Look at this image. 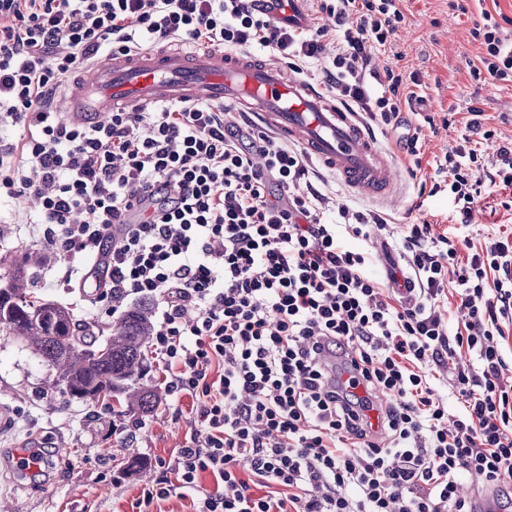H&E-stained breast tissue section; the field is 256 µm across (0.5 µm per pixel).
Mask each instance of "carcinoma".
<instances>
[{
	"instance_id": "obj_1",
	"label": "carcinoma",
	"mask_w": 512,
	"mask_h": 512,
	"mask_svg": "<svg viewBox=\"0 0 512 512\" xmlns=\"http://www.w3.org/2000/svg\"><path fill=\"white\" fill-rule=\"evenodd\" d=\"M41 261L38 254L26 250L12 270L8 293L0 297V335L29 342L54 369L56 384L70 401L122 395L129 408L152 411L155 392L136 385L154 329L151 308L138 304L128 309L103 340L88 336L67 306L31 296L28 270Z\"/></svg>"
}]
</instances>
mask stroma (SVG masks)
I'll return each instance as SVG.
<instances>
[{
    "label": "stroma",
    "instance_id": "obj_1",
    "mask_svg": "<svg viewBox=\"0 0 512 512\" xmlns=\"http://www.w3.org/2000/svg\"><path fill=\"white\" fill-rule=\"evenodd\" d=\"M452 0H404L405 20L390 45L375 55L378 66H391L402 74L418 73L416 94L425 96L426 112L435 120L450 116L451 124L426 134L420 157L423 165L411 173L408 159H401L404 182L402 202L389 208L396 224L430 223L432 235L450 228L452 204L447 195L428 196L420 181L431 174V161L454 147L471 106L483 110L490 126L502 137H512V83L480 86L469 74L479 66L484 50L471 35L480 8L499 7L512 17V0H485L476 6L468 0L465 10L452 8ZM455 115H448V108ZM33 196L0 198V276L20 258L25 248L40 249L44 243L37 226ZM512 229V211L500 204L499 193L487 192L478 205L470 228L473 240ZM354 249L375 255L371 267L386 277L391 266H403L395 237L377 233L367 240H350ZM84 263L81 257L51 255L34 269L38 297L69 304L81 326L107 334L115 315L95 309L85 292L63 287L69 274ZM167 374L149 364L142 375L144 386L159 392L157 408L142 415L126 405L107 402H66L55 386V372L21 339L0 336V408H7L10 423L0 429V512H139L136 501L142 488L158 478L159 460L173 458L190 428L188 414H175L163 398ZM140 425L136 443L126 440L125 426ZM47 448L40 475L17 473L15 451ZM140 469L126 473L131 459Z\"/></svg>",
    "mask_w": 512,
    "mask_h": 512
}]
</instances>
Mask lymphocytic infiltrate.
<instances>
[{
	"label": "lymphocytic infiltrate",
	"instance_id": "obj_1",
	"mask_svg": "<svg viewBox=\"0 0 512 512\" xmlns=\"http://www.w3.org/2000/svg\"><path fill=\"white\" fill-rule=\"evenodd\" d=\"M399 2L316 0L330 22L303 28L251 0H0V128L20 132L0 148V193L38 198L43 240L61 257L103 256L93 279L108 312L131 297L160 301L151 347L167 394L190 401V432L140 506L184 490L194 512H471L460 481L473 473L512 499V393L501 384L512 236L477 245L462 233L487 187L512 191V140L484 156L479 140L497 131L480 108L430 178L458 230L435 238L430 224L408 225L416 291L397 299L367 252L345 243L384 230L388 216L334 207L286 140L207 103L94 125L63 121L51 103L106 49L178 39L270 50L298 72L322 61L325 90L414 158L434 124L403 115L414 98L401 88L419 76L372 66L404 20ZM480 17L472 35L484 54L471 75L512 82V28ZM132 209L138 221L125 223ZM450 282L463 315L454 328L441 311ZM465 352L477 362L453 374L452 420L432 369ZM378 390L393 404L377 408ZM205 472L213 489L198 484Z\"/></svg>",
	"mask_w": 512,
	"mask_h": 512
}]
</instances>
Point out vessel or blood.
Instances as JSON below:
<instances>
[{
    "label": "vessel or blood",
    "instance_id": "obj_1",
    "mask_svg": "<svg viewBox=\"0 0 512 512\" xmlns=\"http://www.w3.org/2000/svg\"><path fill=\"white\" fill-rule=\"evenodd\" d=\"M164 102L232 106L298 144L306 158L346 193L396 201L401 169L357 113L342 107L299 73L247 52L219 47L111 54L68 82L64 119L103 121L113 110L143 112Z\"/></svg>",
    "mask_w": 512,
    "mask_h": 512
}]
</instances>
